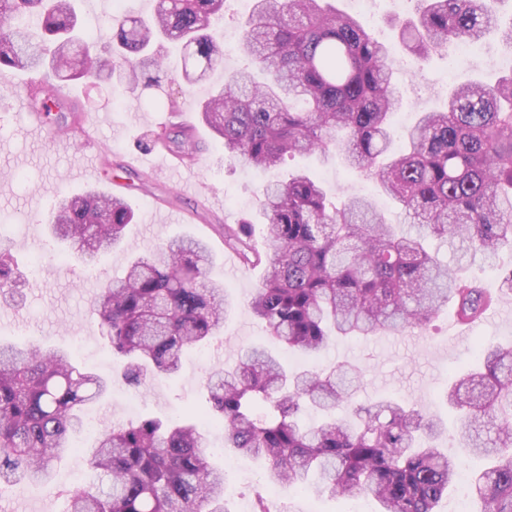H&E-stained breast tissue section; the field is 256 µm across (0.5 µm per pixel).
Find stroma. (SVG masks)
I'll use <instances>...</instances> for the list:
<instances>
[{
  "mask_svg": "<svg viewBox=\"0 0 512 512\" xmlns=\"http://www.w3.org/2000/svg\"><path fill=\"white\" fill-rule=\"evenodd\" d=\"M415 15L414 0L402 7L393 0H374L371 13L359 17L369 34L395 49L392 66L401 92L393 116L392 149L396 152L403 149V134L419 113L444 108L449 88L470 79L490 80L499 71L483 57H471L455 66L444 55L423 65L415 63L396 29L398 22ZM246 64L236 51L225 50L208 82L189 94L182 93L178 81L134 90L118 87L107 78L92 86L81 81L64 84L69 103L78 105L84 116V131L76 136L81 144L77 150L62 143L61 133L49 138L37 132L19 107L32 72L0 75V246L9 250L24 275L23 302L15 307L0 305V341L22 339L59 347L71 352L81 366L112 382L109 396L85 411L84 425L73 437L76 449L57 463L51 485L1 486L0 512H67L71 491L88 481L86 448L112 425L189 414L205 421L208 375L235 362L241 350L254 343L295 368L340 362L355 366L363 382L357 403L392 397L418 405L426 414L445 420L448 430L438 445L457 452L461 433L444 402L443 390L450 377L474 360L476 342L512 341V294L499 296L507 317L474 324L454 338L448 333L451 312L445 309L425 327L396 335L341 338L318 355L291 353L265 339L261 324L247 306L265 269H225L223 227L252 221L254 243L264 249L258 198L266 181L285 182L304 171L321 182L330 197L366 196L388 223L403 225L407 218L399 204L334 153L325 158L297 154L270 172L229 166L222 144L200 120L198 102L211 86L223 83L225 73ZM185 120L195 125L205 144L199 159L187 168L157 160L147 141L170 129L173 122ZM89 158L100 163L97 175L79 172ZM92 188L123 198L134 210L135 222L126 228L120 245L88 265L66 244L50 237L45 225L58 194H80ZM186 236L209 244L214 254L209 276L223 283L234 306L219 335L205 347L183 353L176 375L152 379L137 389L124 382L123 363L113 357L103 337L96 298L105 282L124 275L133 258ZM205 434L210 462L224 472L228 512H256L262 501L271 512H377V502L366 492L335 498L308 490L264 487L261 462L225 447L224 434L217 426L207 424Z\"/></svg>",
  "mask_w": 512,
  "mask_h": 512,
  "instance_id": "35a3bbf8",
  "label": "stroma"
}]
</instances>
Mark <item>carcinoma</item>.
<instances>
[{"label": "carcinoma", "mask_w": 512, "mask_h": 512, "mask_svg": "<svg viewBox=\"0 0 512 512\" xmlns=\"http://www.w3.org/2000/svg\"><path fill=\"white\" fill-rule=\"evenodd\" d=\"M225 0H158L149 17L112 16L111 57L83 38L73 0H0V74L48 69L53 81L31 91V107L52 111L56 84L125 69L129 87L157 86L162 47H181L192 88L223 53L214 25ZM418 16L398 36L426 62L451 42L481 41L496 26V0H418ZM239 54L249 67L229 72L200 106L224 144V160L272 170L295 154H342L350 167L397 201L415 231L402 234L364 196L329 201L304 172L263 189L267 251L247 240L245 220L224 226V243L243 265L266 270L249 300L269 336L292 351L319 354L341 336L400 333L441 308L480 321L495 294L442 265L426 238L457 239L467 265L493 264L512 248V71L495 83L468 81L448 93V110L424 112L406 150L390 154V116L399 101L387 46L331 0H255ZM192 164L200 142L184 125L151 142ZM134 214L116 196L60 198L53 237L87 262L122 240ZM208 245L186 237L134 260L99 293L97 315L125 360L123 377L140 387L177 373L183 351L218 335L231 302L207 279ZM20 274L0 252V295L18 293ZM111 384L65 350L0 342V485L47 483L73 447L82 406ZM360 376L346 363L292 370L252 345L206 390L228 448L261 457L273 486L314 487L350 497L372 494L379 512H436L462 458L482 457L472 475L478 512H512V344L481 346L477 366L448 384V407L462 442L455 455L437 445L441 421L394 398L357 405ZM307 409L324 420L301 424ZM198 422L144 419L97 439L89 469L108 479L75 489L69 512H228L224 473L207 457Z\"/></svg>", "instance_id": "1"}]
</instances>
